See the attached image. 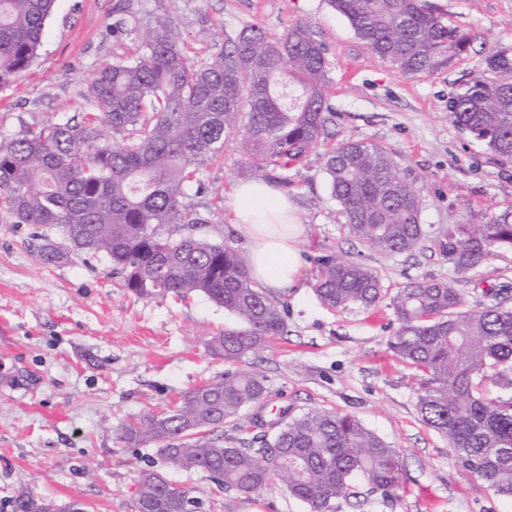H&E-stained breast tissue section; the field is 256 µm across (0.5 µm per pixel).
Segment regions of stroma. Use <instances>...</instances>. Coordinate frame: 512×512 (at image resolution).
<instances>
[{"instance_id": "obj_1", "label": "stroma", "mask_w": 512, "mask_h": 512, "mask_svg": "<svg viewBox=\"0 0 512 512\" xmlns=\"http://www.w3.org/2000/svg\"><path fill=\"white\" fill-rule=\"evenodd\" d=\"M432 2L474 40L447 67L411 77L371 54L328 0H56L38 58L0 85V140L80 120L98 68L137 54L138 33L154 17L179 24L200 65L248 25L278 35L309 24L329 63L326 94L335 120L328 141L287 172L286 194L306 227L299 244L304 285L267 289L285 307L287 328L239 367L265 376L269 406L348 413L400 449L403 489L367 512H512V498L464 470L447 439L423 423L417 372L387 348L396 328L388 301L333 310L313 288L315 261L331 251L362 257L392 294L434 279L460 288L466 309L485 301L480 285L433 248L400 255L364 249L345 229L323 171L331 145L362 139L384 146L419 187L420 222L432 239L471 214L512 207V165L500 166L448 117L451 97L481 71L484 56L512 52V0ZM118 18L124 24L117 29ZM244 141L243 131L234 132L223 154L199 169L188 208L207 217L227 203L242 181ZM61 239L60 227L14 223L0 206V512H11L8 501L21 492L81 500L89 512H132L139 473L162 462L152 447L119 442L121 427L223 379L228 365L208 342L229 316L196 293L136 296L121 288L101 255L42 262L40 247ZM217 495L220 512H308L277 479L256 495Z\"/></svg>"}]
</instances>
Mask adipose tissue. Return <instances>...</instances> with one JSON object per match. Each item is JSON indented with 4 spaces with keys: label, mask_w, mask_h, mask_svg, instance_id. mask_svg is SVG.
Masks as SVG:
<instances>
[{
    "label": "adipose tissue",
    "mask_w": 512,
    "mask_h": 512,
    "mask_svg": "<svg viewBox=\"0 0 512 512\" xmlns=\"http://www.w3.org/2000/svg\"><path fill=\"white\" fill-rule=\"evenodd\" d=\"M229 209L247 239L244 264L254 281L278 290L301 287L298 244L305 227L287 196L266 181H247L238 185Z\"/></svg>",
    "instance_id": "ef3b65f1"
}]
</instances>
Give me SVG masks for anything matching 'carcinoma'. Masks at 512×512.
I'll list each match as a JSON object with an SVG mask.
<instances>
[{"mask_svg": "<svg viewBox=\"0 0 512 512\" xmlns=\"http://www.w3.org/2000/svg\"><path fill=\"white\" fill-rule=\"evenodd\" d=\"M370 52L406 75H426L464 55L472 35L447 23L430 0H329ZM55 0H0V84L38 56ZM143 52L99 67L82 121L50 123L0 141V205L17 224L62 228L64 242L47 243L40 260L103 255L138 295L184 297L199 292L231 316L209 348L226 362L242 360L286 330V310L250 277L236 248L196 236L210 220L184 199L198 168L224 152L245 126L242 174L272 179L299 163L329 135L334 113L326 100L327 61L310 26L279 36L251 25L210 63L198 65L181 47L178 24L155 18L140 34ZM454 126L482 141L501 164H512V54L496 51L482 73L449 102ZM330 196L345 227L366 249L413 252L427 234L418 191L400 175L385 148L347 140L324 156ZM434 247L460 273H482L512 252V211L493 219L475 213L448 227ZM314 289L330 309L370 308L386 295L380 275L360 257L327 252L316 259ZM490 288V304L464 309L453 284L430 280L399 289L390 305L397 328L388 349L422 373L417 408L423 422L448 439L457 462L500 496L512 497V396L489 398L490 381L512 390V308ZM266 379L227 370L224 379L186 392L171 409L128 423L120 441L156 448L168 467L199 472L219 490L259 494L274 478L309 512H341L371 499L398 497L404 473L400 449L355 416L329 409L282 411L270 430L260 415ZM243 437L224 441V421ZM277 451L276 470L264 457ZM160 470L141 474L135 512H184ZM11 512H66L55 501L21 492Z\"/></svg>", "mask_w": 512, "mask_h": 512, "instance_id": "cac0c4a2", "label": "carcinoma"}]
</instances>
